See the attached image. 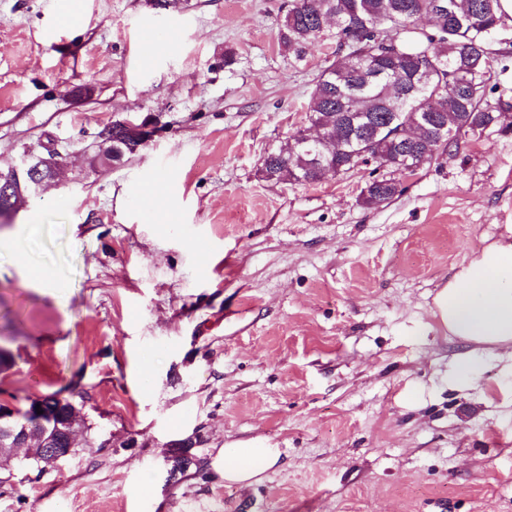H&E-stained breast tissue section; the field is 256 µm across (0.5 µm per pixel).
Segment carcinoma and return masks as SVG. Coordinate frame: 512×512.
Segmentation results:
<instances>
[{"label":"carcinoma","mask_w":512,"mask_h":512,"mask_svg":"<svg viewBox=\"0 0 512 512\" xmlns=\"http://www.w3.org/2000/svg\"><path fill=\"white\" fill-rule=\"evenodd\" d=\"M448 21L420 28L417 19L434 0H289L277 38L300 59L336 30V60L325 66L311 91L308 120L324 133L307 143L298 129L262 160V180L313 184L323 168L357 167L365 151L376 176L361 190L366 208L403 191L399 169L456 154L463 134L499 122L503 99L488 95L496 33L512 17L501 0H445Z\"/></svg>","instance_id":"obj_1"}]
</instances>
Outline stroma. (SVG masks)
<instances>
[{
  "mask_svg": "<svg viewBox=\"0 0 512 512\" xmlns=\"http://www.w3.org/2000/svg\"><path fill=\"white\" fill-rule=\"evenodd\" d=\"M287 8L0 0V166L49 145L64 161L0 221L21 254L0 257V399L58 392L87 427L55 467L0 464V512H512V377L487 353L455 388L467 346L433 315L512 225V108L373 209L363 167L265 182L336 57L332 36L285 52ZM132 115L151 139L93 164L101 128ZM258 439L280 450L260 482L210 467Z\"/></svg>",
  "mask_w": 512,
  "mask_h": 512,
  "instance_id": "obj_1",
  "label": "stroma"
}]
</instances>
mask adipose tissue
<instances>
[{
    "label": "adipose tissue",
    "mask_w": 512,
    "mask_h": 512,
    "mask_svg": "<svg viewBox=\"0 0 512 512\" xmlns=\"http://www.w3.org/2000/svg\"><path fill=\"white\" fill-rule=\"evenodd\" d=\"M507 232V237L489 243L461 266L434 299L440 325L472 346L454 371L463 385L478 375L477 354L484 350H502L509 358L504 371L512 376V226ZM279 457V449L231 441L210 465L226 483L248 486L261 480Z\"/></svg>",
    "instance_id": "obj_1"
}]
</instances>
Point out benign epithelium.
Instances as JSON below:
<instances>
[{"label": "benign epithelium", "mask_w": 512, "mask_h": 512, "mask_svg": "<svg viewBox=\"0 0 512 512\" xmlns=\"http://www.w3.org/2000/svg\"><path fill=\"white\" fill-rule=\"evenodd\" d=\"M121 125L132 138L131 153L152 136L145 121L137 123L124 119ZM60 165V153L49 147L43 156L30 153L8 166L0 173V179L15 187L18 202L24 204L36 189L56 177ZM36 403L40 404L43 413L32 410L34 422L22 427L15 424V407L0 403V458L11 455L17 448H24L28 458L57 464L73 454L81 423L76 404L61 402L49 409L42 397L36 398Z\"/></svg>", "instance_id": "7a95c632"}]
</instances>
